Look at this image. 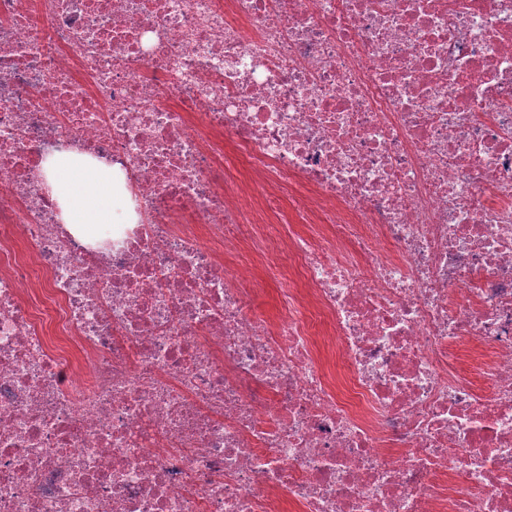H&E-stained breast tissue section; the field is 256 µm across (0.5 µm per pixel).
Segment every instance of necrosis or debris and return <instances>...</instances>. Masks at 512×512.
I'll list each match as a JSON object with an SVG mask.
<instances>
[{
  "mask_svg": "<svg viewBox=\"0 0 512 512\" xmlns=\"http://www.w3.org/2000/svg\"><path fill=\"white\" fill-rule=\"evenodd\" d=\"M227 137L311 227L275 321ZM0 224V512H512V0H0ZM112 177L111 168L79 153L43 163L44 186L58 201L63 223L89 241L111 236L112 224L128 221L122 201L112 193Z\"/></svg>",
  "mask_w": 512,
  "mask_h": 512,
  "instance_id": "1",
  "label": "necrosis or debris"
}]
</instances>
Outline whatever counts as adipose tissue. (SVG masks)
<instances>
[{"instance_id":"adipose-tissue-1","label":"adipose tissue","mask_w":512,"mask_h":512,"mask_svg":"<svg viewBox=\"0 0 512 512\" xmlns=\"http://www.w3.org/2000/svg\"><path fill=\"white\" fill-rule=\"evenodd\" d=\"M112 177L111 168L79 153L43 164L44 186L58 201L63 223L90 241L111 236L113 225L128 220Z\"/></svg>"}]
</instances>
